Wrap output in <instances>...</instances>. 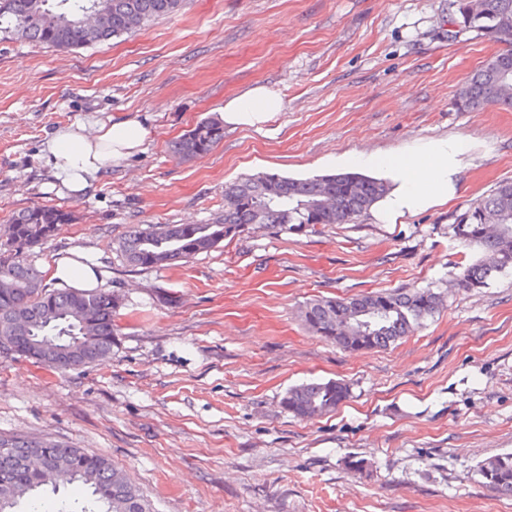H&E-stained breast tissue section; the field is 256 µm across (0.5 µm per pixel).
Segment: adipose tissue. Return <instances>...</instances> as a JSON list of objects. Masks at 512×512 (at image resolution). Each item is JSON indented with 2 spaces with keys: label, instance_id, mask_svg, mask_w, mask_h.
<instances>
[{
  "label": "adipose tissue",
  "instance_id": "ef3b65f1",
  "mask_svg": "<svg viewBox=\"0 0 512 512\" xmlns=\"http://www.w3.org/2000/svg\"><path fill=\"white\" fill-rule=\"evenodd\" d=\"M283 109L284 100L278 91L258 85L225 101L222 120L234 128L259 130ZM147 136L146 127L132 119L67 126L58 129L47 142L46 159L61 184L79 196L91 187L106 165L138 151ZM471 149L470 139L459 135L411 148L386 164L378 156L366 153L350 156L349 161L365 168H383L393 181L394 187L378 218L382 223L394 224L400 218L452 200ZM49 277L58 286L77 290L98 285L93 266L86 264L78 247L52 261Z\"/></svg>",
  "mask_w": 512,
  "mask_h": 512
}]
</instances>
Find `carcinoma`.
I'll list each match as a JSON object with an SVG mask.
<instances>
[{"label": "carcinoma", "instance_id": "1", "mask_svg": "<svg viewBox=\"0 0 512 512\" xmlns=\"http://www.w3.org/2000/svg\"><path fill=\"white\" fill-rule=\"evenodd\" d=\"M185 0H0V40H30L68 52L133 33L179 12ZM462 27L488 36L500 51L473 74L460 93L462 106L488 104L512 108L501 95V81L512 76V0H451ZM213 118L197 122L175 145L186 160L208 153L222 136ZM388 193V185L358 173L294 179L258 173L224 187V212L210 224H138L119 241L123 259L134 267H163L207 253L251 224L300 231L315 224H351ZM77 219L72 210L34 206L9 220L0 243V279L15 285L0 294V351L15 352L53 371L66 372L96 363L112 352L116 335V299L105 292L50 289L29 251L53 237L62 224ZM464 246L481 257L456 275L458 288L486 287L512 269V179L471 203L451 225ZM444 295L431 288H397L343 299L320 298L300 311L306 328L339 347L385 348L410 335L442 306ZM28 328L17 331L15 318ZM350 396L340 381L309 383L288 389L284 407L313 419L336 409ZM479 474L491 491L512 497V452L485 460ZM80 484L86 502L80 512H151L127 476L102 455H90L61 442L21 435H0V512H19L37 498L68 484Z\"/></svg>", "mask_w": 512, "mask_h": 512}]
</instances>
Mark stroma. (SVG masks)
I'll list each match as a JSON object with an SVG mask.
<instances>
[{"label": "stroma", "mask_w": 512, "mask_h": 512, "mask_svg": "<svg viewBox=\"0 0 512 512\" xmlns=\"http://www.w3.org/2000/svg\"><path fill=\"white\" fill-rule=\"evenodd\" d=\"M448 0H188L132 35L57 51L0 41V226L37 205L75 210L36 247L98 264L119 300L112 354L52 372L0 354V434L51 437L109 457L154 512H512L479 462L512 452V272L463 292L448 283L476 252L457 214L512 179V109L465 111L458 94L499 46L449 37ZM285 109L263 131L225 128L185 161L171 146L256 85ZM134 118L141 152L72 196L41 158L53 132ZM467 136L457 197L397 224L274 232L253 224L195 259L128 265L132 224H207L225 184L260 172L348 171L433 139ZM446 291L443 309L385 349L346 351L298 316L317 297ZM343 380L351 397L316 419L289 387Z\"/></svg>", "instance_id": "35a3bbf8"}]
</instances>
